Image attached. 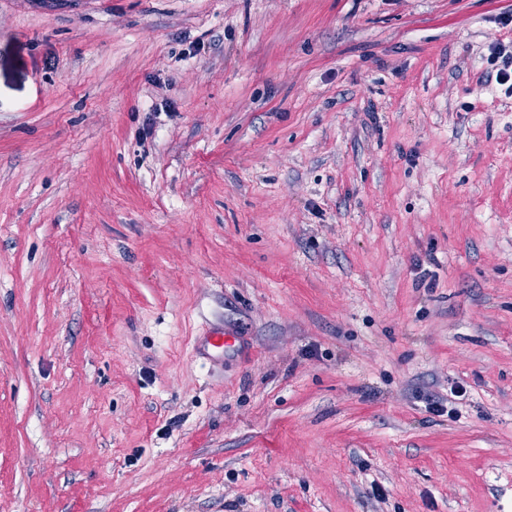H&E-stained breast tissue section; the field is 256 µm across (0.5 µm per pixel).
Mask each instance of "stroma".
Segmentation results:
<instances>
[{
	"label": "stroma",
	"mask_w": 512,
	"mask_h": 512,
	"mask_svg": "<svg viewBox=\"0 0 512 512\" xmlns=\"http://www.w3.org/2000/svg\"><path fill=\"white\" fill-rule=\"evenodd\" d=\"M502 50L512 0H0V512H512Z\"/></svg>",
	"instance_id": "stroma-1"
}]
</instances>
